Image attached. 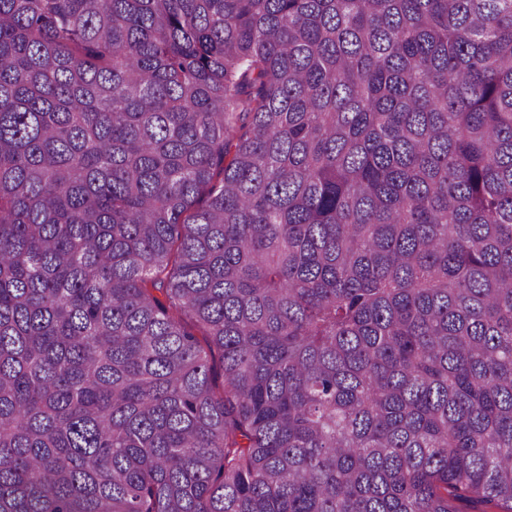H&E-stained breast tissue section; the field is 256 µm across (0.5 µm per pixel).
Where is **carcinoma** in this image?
<instances>
[{"label":"carcinoma","instance_id":"cac0c4a2","mask_svg":"<svg viewBox=\"0 0 512 512\" xmlns=\"http://www.w3.org/2000/svg\"><path fill=\"white\" fill-rule=\"evenodd\" d=\"M0 512H512V0H0Z\"/></svg>","mask_w":512,"mask_h":512}]
</instances>
